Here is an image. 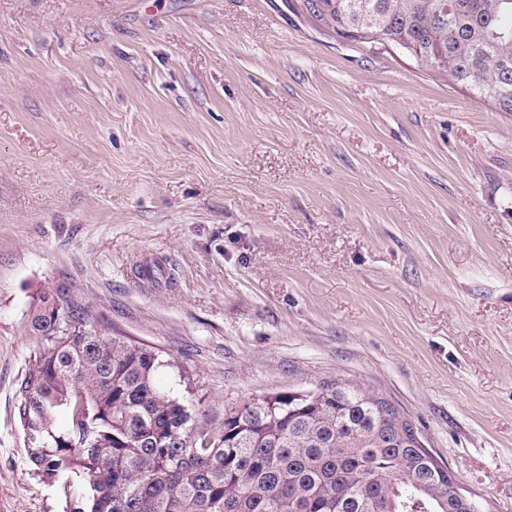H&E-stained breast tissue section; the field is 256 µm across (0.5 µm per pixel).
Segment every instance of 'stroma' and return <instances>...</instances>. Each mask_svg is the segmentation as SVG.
<instances>
[{"label":"stroma","instance_id":"obj_1","mask_svg":"<svg viewBox=\"0 0 512 512\" xmlns=\"http://www.w3.org/2000/svg\"><path fill=\"white\" fill-rule=\"evenodd\" d=\"M71 288L212 406L341 378L512 512V112L304 0H0V512Z\"/></svg>","mask_w":512,"mask_h":512}]
</instances>
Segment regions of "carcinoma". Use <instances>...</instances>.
Listing matches in <instances>:
<instances>
[{
    "label": "carcinoma",
    "mask_w": 512,
    "mask_h": 512,
    "mask_svg": "<svg viewBox=\"0 0 512 512\" xmlns=\"http://www.w3.org/2000/svg\"><path fill=\"white\" fill-rule=\"evenodd\" d=\"M342 38L390 44L512 112V0H305ZM17 389L27 460L68 512H466L395 404L342 379L216 412L195 375L45 295ZM177 369L178 387L156 374ZM65 428L54 426L59 410Z\"/></svg>",
    "instance_id": "carcinoma-1"
}]
</instances>
